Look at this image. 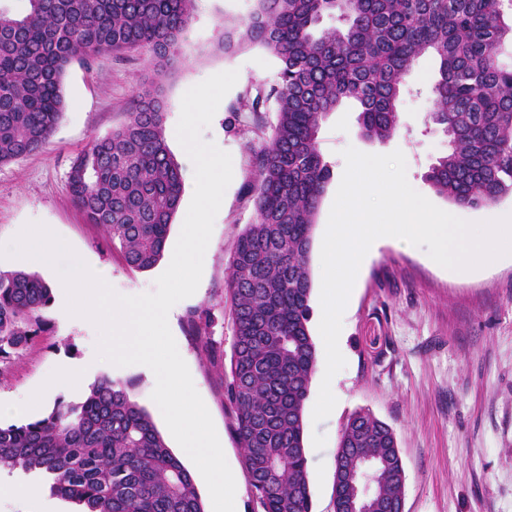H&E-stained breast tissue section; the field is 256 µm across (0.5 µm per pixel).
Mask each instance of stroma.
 Returning a JSON list of instances; mask_svg holds the SVG:
<instances>
[{
	"label": "stroma",
	"mask_w": 512,
	"mask_h": 512,
	"mask_svg": "<svg viewBox=\"0 0 512 512\" xmlns=\"http://www.w3.org/2000/svg\"><path fill=\"white\" fill-rule=\"evenodd\" d=\"M254 0H194L193 17L181 37V52L157 76L148 53H102L74 62L62 78L66 109L46 146L27 157L0 164V240L40 222L64 239L123 295L153 291L165 262L147 271L127 266L102 227L87 223L66 187L72 159L92 137L122 124L133 94L157 85L164 124L177 123L186 88L211 75L235 70L239 76L222 99L204 140L232 157L233 179L225 191L205 252L197 291L173 307L170 331L194 386L209 410L236 483L240 512H261L224 404V366L235 329L225 286L238 236L250 224L247 194L253 146L268 139L274 112L234 121L230 107L247 88L271 85L276 70L265 52H224V29L244 20ZM435 63L421 57L407 78L399 103V126L384 143L360 133L359 108L344 103L322 121L321 151L332 167L315 215L310 253L312 282L309 322L316 348H323L320 262L323 236L340 185L347 147L369 154L402 151L410 185L440 209L471 222L512 214V194L477 210L461 209L426 181L429 167L448 151V138L429 114ZM206 315L210 325L197 335L190 325ZM342 354L346 360L332 385L337 404L321 422L304 426L312 512H334L336 448L344 424L356 410H370L396 432L406 471L405 512H512V257L469 279L436 264L424 249L403 243L381 246L360 269L343 314ZM96 327L81 320L53 319L50 329L0 372V403L29 395L25 415L34 419L55 401H79L87 386L45 389L60 368L82 363L90 380L108 375L127 384L132 398L150 414L173 453L181 448L152 400L155 377L140 365L117 367L97 359Z\"/></svg>",
	"instance_id": "1"
}]
</instances>
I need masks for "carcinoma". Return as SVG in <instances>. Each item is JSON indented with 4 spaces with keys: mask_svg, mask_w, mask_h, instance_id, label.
<instances>
[{
    "mask_svg": "<svg viewBox=\"0 0 512 512\" xmlns=\"http://www.w3.org/2000/svg\"><path fill=\"white\" fill-rule=\"evenodd\" d=\"M0 4V164L49 140L75 60L147 52L165 66L180 52L193 0H25ZM512 0H255L224 27V53L257 49L276 64L266 93L248 89L230 111L274 105L269 140L252 149L253 218L238 236L226 296L235 342L224 401L262 512H312L304 413L316 348L310 251L314 217L333 169L319 148L322 120L344 100L360 107L361 135L398 129L406 77L429 54L438 68L432 121L448 153L426 174L457 206L481 209L512 194ZM336 15L339 27H320ZM163 100L144 89L127 121L95 136L72 160L67 190L90 224L135 270L163 257L182 198V174L163 134ZM52 288L35 273L0 271V364L50 324ZM395 433L366 411L350 415L336 457L352 474L358 454L378 464L373 512H387L400 457ZM0 469L43 472L84 512H204L194 477L167 448L127 385L102 376L78 402L0 424Z\"/></svg>",
    "mask_w": 512,
    "mask_h": 512,
    "instance_id": "cac0c4a2",
    "label": "carcinoma"
}]
</instances>
